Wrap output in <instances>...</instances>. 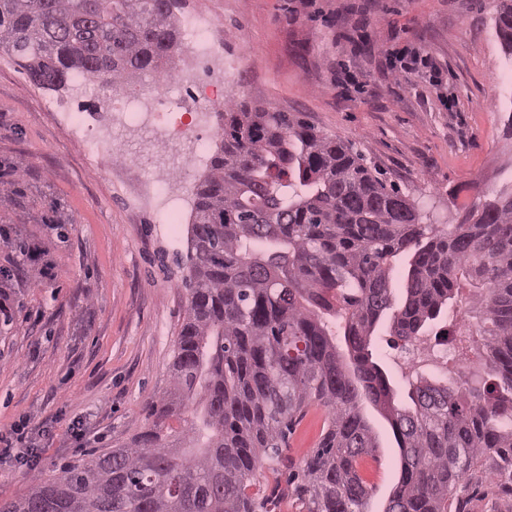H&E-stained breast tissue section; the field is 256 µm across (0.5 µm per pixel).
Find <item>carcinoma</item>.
<instances>
[{
    "label": "carcinoma",
    "instance_id": "cac0c4a2",
    "mask_svg": "<svg viewBox=\"0 0 512 512\" xmlns=\"http://www.w3.org/2000/svg\"><path fill=\"white\" fill-rule=\"evenodd\" d=\"M174 0H0V53L52 91L97 78L118 88L166 75L179 44ZM497 37L512 53V0ZM220 151L198 186L187 316L169 393L128 447L73 462L0 512H258L256 472L282 457L311 400L328 410L299 485L308 512H366L356 465L378 447L359 411L388 419L401 450L385 512H448L462 478L491 454L512 459V186L464 208L450 230L367 166L364 156L289 112L224 102ZM410 256L390 335L413 342L473 290L490 379L453 388L407 375L412 408L393 404L372 361L393 308V261ZM344 321L353 369L324 316ZM195 405L182 417L185 402Z\"/></svg>",
    "mask_w": 512,
    "mask_h": 512
}]
</instances>
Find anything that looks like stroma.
I'll use <instances>...</instances> for the list:
<instances>
[{
    "label": "stroma",
    "instance_id": "obj_1",
    "mask_svg": "<svg viewBox=\"0 0 512 512\" xmlns=\"http://www.w3.org/2000/svg\"><path fill=\"white\" fill-rule=\"evenodd\" d=\"M498 0H181L178 16L202 13L234 54L240 78L229 97L298 112L321 133L364 155L433 223L458 221L457 204L476 203L512 183V54L496 35ZM417 47L442 72L435 87L391 74L392 51ZM223 58L178 47L171 76L147 74L107 92L37 88L0 55V437L12 426L47 427L35 472L0 462V503L24 497L34 477L90 461L131 443L152 421L151 404L172 385L176 342L187 313L182 280L194 221L195 189L209 172L192 164L189 142L159 136L151 111L175 83L204 86ZM142 93L138 124L109 127L105 105ZM55 100L63 112L46 111ZM87 132L111 129L106 162L88 160L66 115ZM25 161L15 178L11 166ZM168 180L181 228L159 224ZM40 258L20 265L22 253ZM377 358L397 406L410 407L400 363L379 326ZM361 412L379 446L360 461L367 512H383L399 475L387 419ZM327 410L312 403L288 437V468H262L279 484L274 512H306L295 486L316 451ZM464 512H512V469L483 459L457 488Z\"/></svg>",
    "mask_w": 512,
    "mask_h": 512
}]
</instances>
